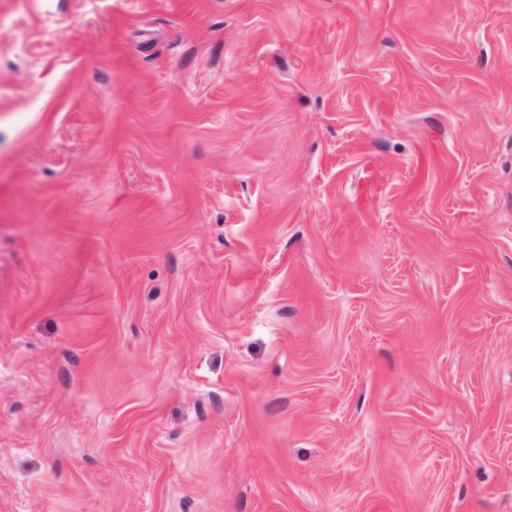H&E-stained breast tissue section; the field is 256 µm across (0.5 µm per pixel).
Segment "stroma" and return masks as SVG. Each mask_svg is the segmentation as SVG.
I'll return each instance as SVG.
<instances>
[{
	"label": "stroma",
	"instance_id": "obj_1",
	"mask_svg": "<svg viewBox=\"0 0 512 512\" xmlns=\"http://www.w3.org/2000/svg\"><path fill=\"white\" fill-rule=\"evenodd\" d=\"M0 512H512V0H0Z\"/></svg>",
	"mask_w": 512,
	"mask_h": 512
}]
</instances>
